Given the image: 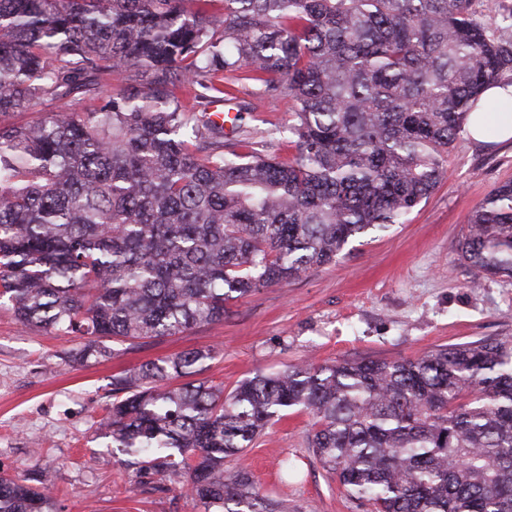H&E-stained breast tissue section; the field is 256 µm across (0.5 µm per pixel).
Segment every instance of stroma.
<instances>
[{"label":"stroma","instance_id":"35a3bbf8","mask_svg":"<svg viewBox=\"0 0 512 512\" xmlns=\"http://www.w3.org/2000/svg\"><path fill=\"white\" fill-rule=\"evenodd\" d=\"M244 123L260 139L289 103L250 96ZM512 180V142L460 134L447 174L404 223L352 239L336 262L228 302L222 321L83 358V338L25 326L0 305V473L37 477L58 512H201L180 486L113 448L98 422L112 380L141 364L211 347L203 378L232 389L306 361L413 359L440 346L512 337V279L477 277L456 246L473 210ZM313 417L287 413L225 468L250 473L278 512H366L315 459ZM289 460L295 475L281 472Z\"/></svg>","mask_w":512,"mask_h":512}]
</instances>
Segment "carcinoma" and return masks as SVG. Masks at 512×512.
Returning <instances> with one entry per match:
<instances>
[{"instance_id": "carcinoma-1", "label": "carcinoma", "mask_w": 512, "mask_h": 512, "mask_svg": "<svg viewBox=\"0 0 512 512\" xmlns=\"http://www.w3.org/2000/svg\"><path fill=\"white\" fill-rule=\"evenodd\" d=\"M0 0V299L24 325L146 342L224 319V305L331 264L349 240L401 224L447 174L483 94L512 85V9L473 0ZM136 69L147 88L108 92ZM291 102L283 161L209 118L220 74ZM202 89L191 107L177 91ZM101 100L73 108L75 94ZM459 260L512 277V181L469 218ZM213 350L112 379V447L177 482L204 512H276L224 459L287 412L315 418L316 460L369 512H512V338L415 359L258 373L224 393L196 376ZM236 505L232 509L229 504ZM0 512H56L0 475ZM506 5L512 6V0H474L473 8L480 20L495 25ZM54 107L49 102L38 104L25 112H18L9 117H2L1 122L5 124H26L40 121L48 113L52 112Z\"/></svg>"}]
</instances>
